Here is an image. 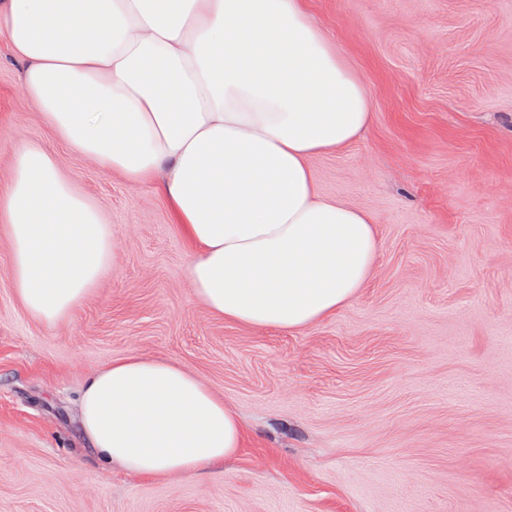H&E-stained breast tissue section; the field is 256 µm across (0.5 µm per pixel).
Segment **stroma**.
Instances as JSON below:
<instances>
[{"mask_svg":"<svg viewBox=\"0 0 512 512\" xmlns=\"http://www.w3.org/2000/svg\"><path fill=\"white\" fill-rule=\"evenodd\" d=\"M368 85L373 122L311 158L369 212L357 297L300 332L198 304L159 186L55 138L0 39V191L44 144L101 206L111 271L65 322L18 301L0 234V512H512V0H310ZM177 361L246 430L223 469L145 480L105 464L78 399L129 353Z\"/></svg>","mask_w":512,"mask_h":512,"instance_id":"35a3bbf8","label":"stroma"}]
</instances>
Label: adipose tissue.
Segmentation results:
<instances>
[{
	"instance_id": "ef3b65f1",
	"label": "adipose tissue",
	"mask_w": 512,
	"mask_h": 512,
	"mask_svg": "<svg viewBox=\"0 0 512 512\" xmlns=\"http://www.w3.org/2000/svg\"><path fill=\"white\" fill-rule=\"evenodd\" d=\"M0 38L59 139L131 185H161L210 314L301 331L364 287L373 218L321 197L309 161L362 135L371 98L309 0H0ZM0 227L41 323L68 319L112 268L111 224L39 143L16 153ZM80 413L101 459L146 479L197 475L243 442L223 396L140 354L93 373Z\"/></svg>"
}]
</instances>
